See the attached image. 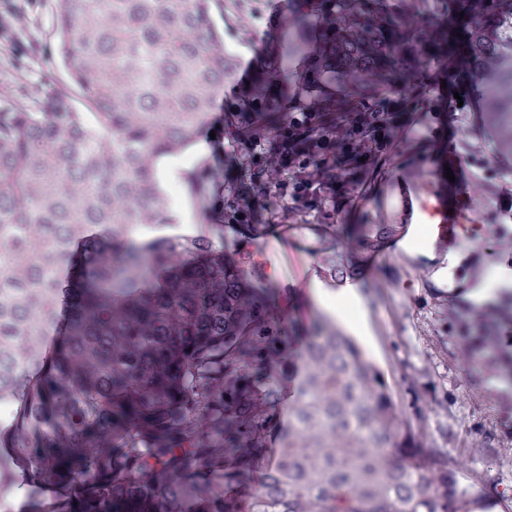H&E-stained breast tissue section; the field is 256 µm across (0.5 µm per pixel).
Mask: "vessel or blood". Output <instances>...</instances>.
<instances>
[{
	"mask_svg": "<svg viewBox=\"0 0 512 512\" xmlns=\"http://www.w3.org/2000/svg\"><path fill=\"white\" fill-rule=\"evenodd\" d=\"M458 141L446 109L435 110L422 133L401 135V153L384 191L356 194L353 208L364 222L389 228L375 258L406 261V245L422 226L438 267H446L449 252L463 242L465 226L484 223L491 213L501 243L497 254L512 256V195L489 202L472 174L473 159L458 150ZM375 275L374 266L349 265L337 269L336 284L355 285Z\"/></svg>",
	"mask_w": 512,
	"mask_h": 512,
	"instance_id": "obj_1",
	"label": "vessel or blood"
}]
</instances>
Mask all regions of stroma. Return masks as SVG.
I'll use <instances>...</instances> for the list:
<instances>
[{
	"label": "stroma",
	"instance_id": "35a3bbf8",
	"mask_svg": "<svg viewBox=\"0 0 512 512\" xmlns=\"http://www.w3.org/2000/svg\"><path fill=\"white\" fill-rule=\"evenodd\" d=\"M285 0H254L240 12L238 0H213L211 19L224 34V50L237 70L257 66L277 46L280 34L270 21ZM55 0H0V104L34 105L50 89L71 81L54 51ZM201 157L191 148L160 161L165 194L176 197L173 227L132 230L134 241L176 232H204L180 178L182 170ZM313 238L284 244L276 233L255 241L224 232L230 254L257 252L271 274L260 285L290 288L296 302L327 315L354 336L367 357L384 373L402 420L428 447L444 449L448 468L468 488L473 508L493 500L499 512H512V386L489 377L483 365L463 359L452 310L476 304L474 291L453 275L438 273L434 286L417 280L393 261L377 269L371 284L360 286L357 300L317 297L311 284L318 279Z\"/></svg>",
	"mask_w": 512,
	"mask_h": 512
}]
</instances>
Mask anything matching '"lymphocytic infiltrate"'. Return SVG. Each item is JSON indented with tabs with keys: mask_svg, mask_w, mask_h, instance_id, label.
I'll list each match as a JSON object with an SVG mask.
<instances>
[{
	"mask_svg": "<svg viewBox=\"0 0 512 512\" xmlns=\"http://www.w3.org/2000/svg\"><path fill=\"white\" fill-rule=\"evenodd\" d=\"M224 119L242 124L240 142L228 150L233 166L224 178L225 223H335L349 204L336 195L335 140L298 154L292 145L304 135L299 118L245 123L232 110Z\"/></svg>",
	"mask_w": 512,
	"mask_h": 512,
	"instance_id": "obj_1",
	"label": "lymphocytic infiltrate"
}]
</instances>
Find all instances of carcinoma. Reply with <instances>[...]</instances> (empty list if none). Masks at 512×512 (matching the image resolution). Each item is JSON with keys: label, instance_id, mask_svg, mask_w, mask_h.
<instances>
[{"label": "carcinoma", "instance_id": "carcinoma-1", "mask_svg": "<svg viewBox=\"0 0 512 512\" xmlns=\"http://www.w3.org/2000/svg\"><path fill=\"white\" fill-rule=\"evenodd\" d=\"M57 52L75 91L0 108V491L22 512H469L448 457L398 418L389 384L318 313L257 288L211 235L135 244L172 224L156 163L194 146L231 71L211 0H57ZM294 26L241 94L275 121L336 115L341 184L360 187L391 122L432 80L481 84L512 126V0H287ZM463 16H458V13ZM447 26L428 46L417 17ZM487 56L502 59L489 76ZM92 111L95 125L82 109ZM362 150V159L354 152ZM199 219L224 234V157L182 172ZM322 270L363 262L386 233L317 224ZM35 324L19 340L23 313ZM465 358L512 384V289L459 315ZM288 409V426L280 425ZM278 452L261 485L247 480Z\"/></svg>", "mask_w": 512, "mask_h": 512}]
</instances>
